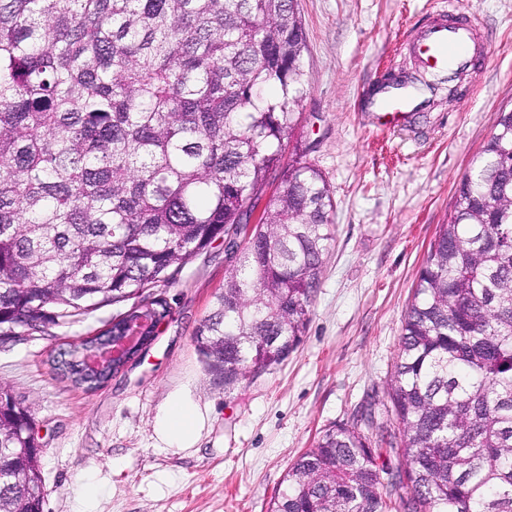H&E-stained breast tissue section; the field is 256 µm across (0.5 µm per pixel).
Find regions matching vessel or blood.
<instances>
[{
	"label": "vessel or blood",
	"instance_id": "obj_1",
	"mask_svg": "<svg viewBox=\"0 0 512 512\" xmlns=\"http://www.w3.org/2000/svg\"><path fill=\"white\" fill-rule=\"evenodd\" d=\"M455 11L451 5L430 13L412 42L410 49L422 70L452 77L469 72L475 28L470 22L455 20ZM429 93V87L405 80L376 87L370 95L373 125L390 131L410 122Z\"/></svg>",
	"mask_w": 512,
	"mask_h": 512
}]
</instances>
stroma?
Masks as SVG:
<instances>
[{
  "mask_svg": "<svg viewBox=\"0 0 512 512\" xmlns=\"http://www.w3.org/2000/svg\"><path fill=\"white\" fill-rule=\"evenodd\" d=\"M457 2L490 34L481 77L455 79V95L438 91L412 126L382 133L367 92L389 73L420 76L405 45L443 0H298L304 103L283 154L326 179L335 236L303 340L282 366L227 387L201 360L194 335L231 267L220 241L162 288L169 319L97 390L62 380L50 355L122 306L0 343V385L38 428L44 512H269L296 458L368 400L395 431L388 388L418 271L499 112L512 108V0ZM176 391L204 415L189 448L163 447L154 431Z\"/></svg>",
  "mask_w": 512,
  "mask_h": 512,
  "instance_id": "stroma-1",
  "label": "stroma"
}]
</instances>
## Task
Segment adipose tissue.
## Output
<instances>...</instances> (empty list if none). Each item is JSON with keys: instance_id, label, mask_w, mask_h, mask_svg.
<instances>
[{"instance_id": "obj_1", "label": "adipose tissue", "mask_w": 512, "mask_h": 512, "mask_svg": "<svg viewBox=\"0 0 512 512\" xmlns=\"http://www.w3.org/2000/svg\"><path fill=\"white\" fill-rule=\"evenodd\" d=\"M203 414L193 400L184 394L172 395L155 417L159 440L170 448H187L196 440Z\"/></svg>"}]
</instances>
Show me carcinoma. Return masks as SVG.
Masks as SVG:
<instances>
[{
	"mask_svg": "<svg viewBox=\"0 0 512 512\" xmlns=\"http://www.w3.org/2000/svg\"><path fill=\"white\" fill-rule=\"evenodd\" d=\"M305 49L297 0H0V325L142 297L253 217L195 342L226 387L282 364L334 238L322 173L281 165ZM273 173L283 189L260 208ZM88 350L52 364L92 390L110 372L68 370ZM389 397L397 432L372 402L329 427L271 512H512V110L430 243ZM0 405V512H15L40 459L28 412Z\"/></svg>",
	"mask_w": 512,
	"mask_h": 512,
	"instance_id": "obj_1",
	"label": "carcinoma"
}]
</instances>
